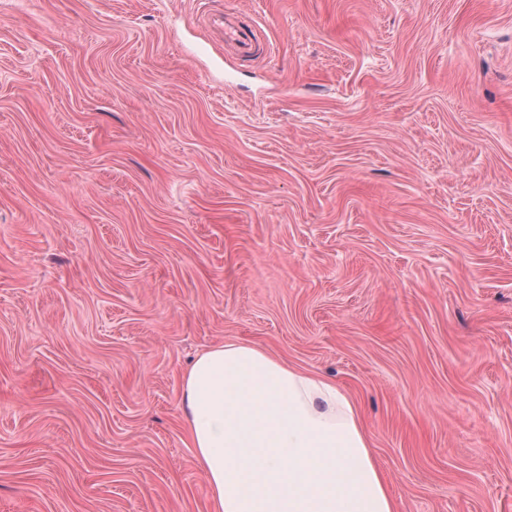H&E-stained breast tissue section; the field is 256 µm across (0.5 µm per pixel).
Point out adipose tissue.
<instances>
[{
  "label": "adipose tissue",
  "instance_id": "adipose-tissue-1",
  "mask_svg": "<svg viewBox=\"0 0 512 512\" xmlns=\"http://www.w3.org/2000/svg\"><path fill=\"white\" fill-rule=\"evenodd\" d=\"M181 409L213 512H395L351 396L227 341L184 374Z\"/></svg>",
  "mask_w": 512,
  "mask_h": 512
}]
</instances>
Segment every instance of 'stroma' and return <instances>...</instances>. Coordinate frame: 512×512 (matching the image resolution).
Returning <instances> with one entry per match:
<instances>
[{"label": "stroma", "instance_id": "1", "mask_svg": "<svg viewBox=\"0 0 512 512\" xmlns=\"http://www.w3.org/2000/svg\"><path fill=\"white\" fill-rule=\"evenodd\" d=\"M225 341L347 391L398 512H512V0H0V512H212ZM221 27L226 43L236 46L243 53H249L253 49L254 40L250 33L236 24L230 17L222 16Z\"/></svg>", "mask_w": 512, "mask_h": 512}]
</instances>
